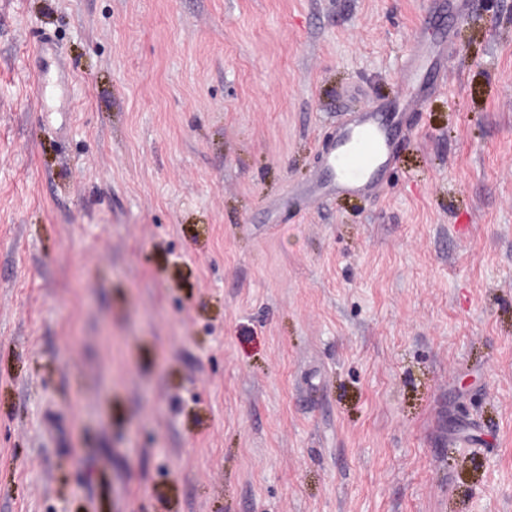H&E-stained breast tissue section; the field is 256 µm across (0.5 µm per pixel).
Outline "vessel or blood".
<instances>
[{
	"label": "vessel or blood",
	"mask_w": 512,
	"mask_h": 512,
	"mask_svg": "<svg viewBox=\"0 0 512 512\" xmlns=\"http://www.w3.org/2000/svg\"><path fill=\"white\" fill-rule=\"evenodd\" d=\"M447 59L446 40L416 42L401 69L397 99L367 107L338 124L310 194L381 192L386 171L397 161L404 118L421 110L429 92L443 87Z\"/></svg>",
	"instance_id": "obj_1"
}]
</instances>
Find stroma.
<instances>
[{"instance_id":"1","label":"stroma","mask_w":512,"mask_h":512,"mask_svg":"<svg viewBox=\"0 0 512 512\" xmlns=\"http://www.w3.org/2000/svg\"><path fill=\"white\" fill-rule=\"evenodd\" d=\"M429 4L0 0V512H512V0L308 193ZM440 34L439 41L415 43L401 69L395 101L367 107L337 125L311 195L381 192L384 174L395 165L403 131L408 129L406 114L419 112L429 92L442 88L448 79L447 30Z\"/></svg>"}]
</instances>
